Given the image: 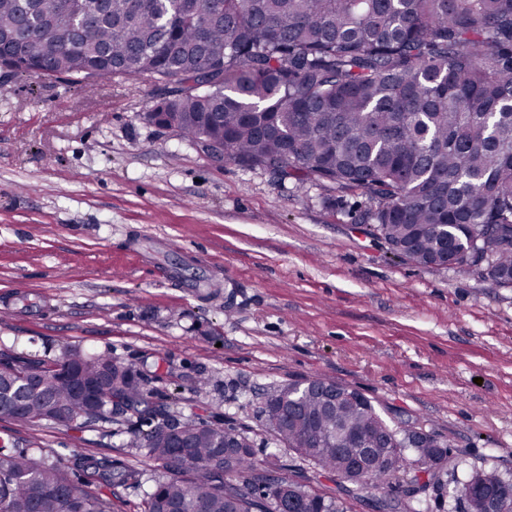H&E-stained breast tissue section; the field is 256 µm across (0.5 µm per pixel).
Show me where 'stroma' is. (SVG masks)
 <instances>
[{"mask_svg":"<svg viewBox=\"0 0 512 512\" xmlns=\"http://www.w3.org/2000/svg\"><path fill=\"white\" fill-rule=\"evenodd\" d=\"M163 85L0 67V350L106 353L154 406L247 432L257 462L300 459L260 414L312 378L448 446L455 479L512 473V287L428 268L369 235L365 201L216 163L144 118ZM136 417L75 430L0 418V439L136 470L113 512H144L156 464Z\"/></svg>","mask_w":512,"mask_h":512,"instance_id":"1","label":"stroma"}]
</instances>
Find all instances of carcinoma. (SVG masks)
<instances>
[{
	"label": "carcinoma",
	"instance_id": "obj_1",
	"mask_svg": "<svg viewBox=\"0 0 512 512\" xmlns=\"http://www.w3.org/2000/svg\"><path fill=\"white\" fill-rule=\"evenodd\" d=\"M0 66L21 75L99 82L149 75L174 85L148 110L224 160L327 193L362 197V219L398 256L477 273L512 286V0H110L106 16L74 17L67 0H0ZM0 416L27 427L75 429L137 410L147 430L132 445L167 476L145 512H349L345 497L287 481L269 463L254 483L249 437L234 426L180 422L149 405L131 366L66 349L51 362L0 351ZM37 396L15 408L28 374ZM102 389L84 410L72 373ZM276 441L332 477L353 472L357 497L376 512H405L413 499L383 493L401 472L446 492L448 446L398 435L367 398L330 409L319 387L294 383L262 408ZM370 435L373 462L356 468L343 450ZM122 482L137 473L115 474ZM112 461L52 460L0 445V512H112ZM102 489L91 493L79 477ZM512 512V476L475 471L457 483L462 512L479 492Z\"/></svg>",
	"mask_w": 512,
	"mask_h": 512
}]
</instances>
